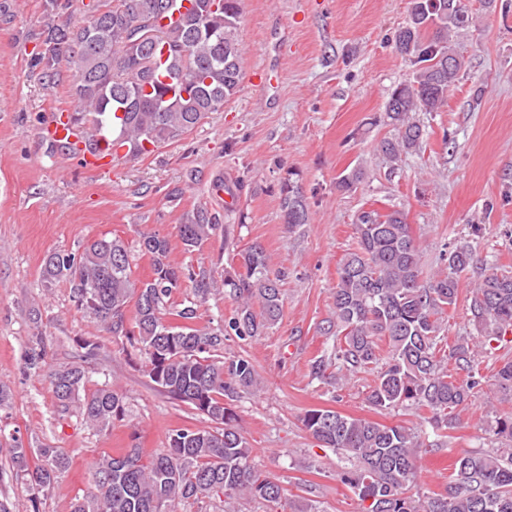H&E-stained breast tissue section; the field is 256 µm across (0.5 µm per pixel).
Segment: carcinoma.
Wrapping results in <instances>:
<instances>
[{"label":"carcinoma","instance_id":"carcinoma-1","mask_svg":"<svg viewBox=\"0 0 512 512\" xmlns=\"http://www.w3.org/2000/svg\"><path fill=\"white\" fill-rule=\"evenodd\" d=\"M241 2L191 0L185 8L178 0H94L81 22L72 24L56 22L72 0H46L48 21L36 60L50 79L69 72L76 103L71 119L86 127L89 137L110 134L135 150L145 143L157 148L192 131L238 92ZM469 24L465 0H411L409 22L393 42L415 71L385 107L394 134L379 148L390 161L419 147L423 129L412 114L437 112L447 103L462 69L450 36ZM361 179L354 168L340 176L337 187L352 192ZM280 194L283 223L290 228L308 223L298 174L287 172ZM219 227L217 217L200 207L186 214L177 232L192 253ZM354 228L357 248L338 266L334 318L319 327L333 337L332 348L312 362L311 375L322 379L333 366L339 383L372 370L371 407L425 410L432 428L444 430L482 382L473 338L459 336L450 344L444 328V315L457 302L460 276L473 266L475 252L467 243L445 248L442 268L426 275L403 210L363 211ZM138 245L152 261L153 275L146 281L133 279L134 256L125 242L104 237L80 252L48 254L41 285L48 291L60 281L69 283L78 309L122 351L143 355L141 368L151 382L215 426L176 429L165 447L148 456L134 445L99 458L91 490L76 499L72 512H176L183 502L221 495L228 512L243 498L284 508V489L255 467L253 448L232 408L258 389L257 372L248 358L223 355L224 338L251 341L278 322L283 275L271 269L261 244L244 248L237 269L224 276V292L235 302L231 316L222 327L200 326L197 302L215 291L214 279L202 268L172 264L164 236L142 233ZM182 288L191 289L193 298L174 308L171 297ZM469 312L484 344L511 334L512 271L483 275L473 286ZM32 343L27 369L45 362L42 333L32 336ZM48 378L57 410H73L91 427L103 430L125 415L124 396L116 388L85 393V371L78 363L51 366ZM495 386L501 400L512 399L511 358L500 359ZM302 424L322 446L349 459L351 468L341 481L368 503L364 512H512V413L491 425L506 447L463 453L442 491L417 498L410 491L417 461L427 452L417 432L323 408L306 411ZM13 442L16 477L47 495L68 459L55 448H26L17 437Z\"/></svg>","mask_w":512,"mask_h":512}]
</instances>
